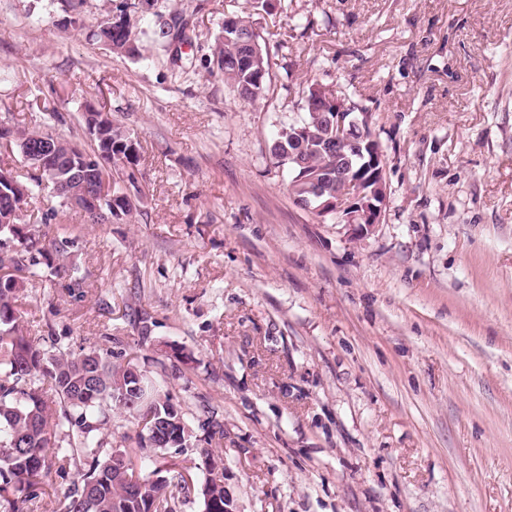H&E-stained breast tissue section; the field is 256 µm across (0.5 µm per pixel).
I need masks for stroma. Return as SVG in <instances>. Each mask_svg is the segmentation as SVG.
I'll return each mask as SVG.
<instances>
[{"mask_svg": "<svg viewBox=\"0 0 512 512\" xmlns=\"http://www.w3.org/2000/svg\"><path fill=\"white\" fill-rule=\"evenodd\" d=\"M0 0V115L50 97L88 143L85 103L142 146L145 215L58 210L87 284L44 271L30 335L150 372L189 418L215 411L225 512H512V0H158L183 13L182 63L90 33L112 0ZM269 47L271 86L240 103L208 72L225 14ZM366 107L388 186L366 236L296 206L270 146L311 83ZM150 316L140 343L131 315ZM192 352L175 365L162 344Z\"/></svg>", "mask_w": 512, "mask_h": 512, "instance_id": "stroma-1", "label": "stroma"}]
</instances>
